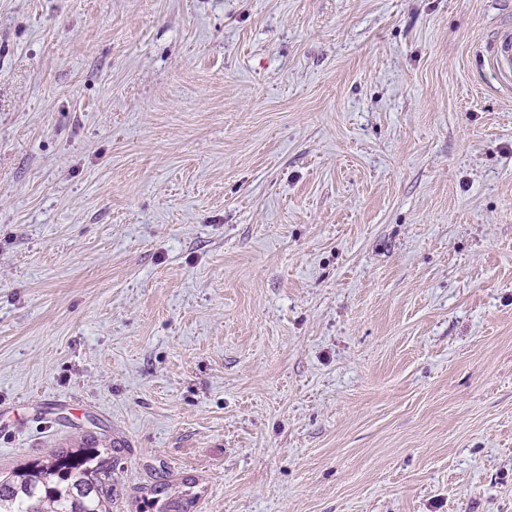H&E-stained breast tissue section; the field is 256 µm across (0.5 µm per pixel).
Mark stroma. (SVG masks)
<instances>
[{
	"label": "stroma",
	"instance_id": "1",
	"mask_svg": "<svg viewBox=\"0 0 512 512\" xmlns=\"http://www.w3.org/2000/svg\"><path fill=\"white\" fill-rule=\"evenodd\" d=\"M512 0H0V475L108 512H512ZM490 66L503 81L508 82L512 79L511 31L504 33L492 48ZM100 455L85 445L0 479V512H107L112 471Z\"/></svg>",
	"mask_w": 512,
	"mask_h": 512
}]
</instances>
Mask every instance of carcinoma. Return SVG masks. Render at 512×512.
<instances>
[{"label": "carcinoma", "instance_id": "carcinoma-1", "mask_svg": "<svg viewBox=\"0 0 512 512\" xmlns=\"http://www.w3.org/2000/svg\"><path fill=\"white\" fill-rule=\"evenodd\" d=\"M111 480L98 449L58 452L0 479V512H103Z\"/></svg>", "mask_w": 512, "mask_h": 512}]
</instances>
